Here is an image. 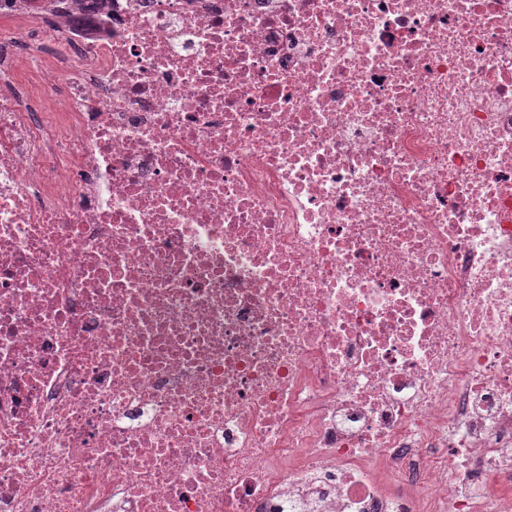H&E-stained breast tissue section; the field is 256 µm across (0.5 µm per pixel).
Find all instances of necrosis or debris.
<instances>
[{
	"mask_svg": "<svg viewBox=\"0 0 512 512\" xmlns=\"http://www.w3.org/2000/svg\"><path fill=\"white\" fill-rule=\"evenodd\" d=\"M0 15V512H512V0Z\"/></svg>",
	"mask_w": 512,
	"mask_h": 512,
	"instance_id": "necrosis-or-debris-1",
	"label": "necrosis or debris"
}]
</instances>
